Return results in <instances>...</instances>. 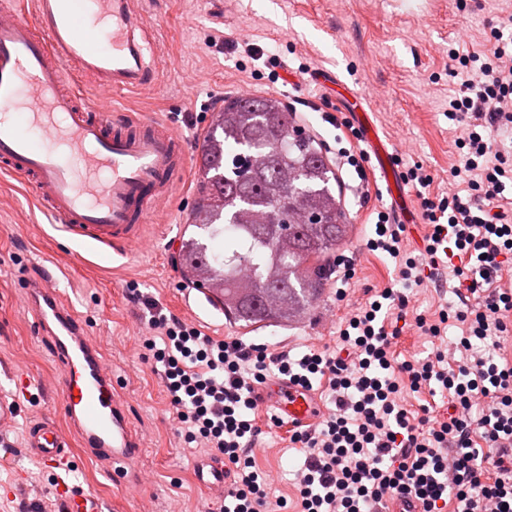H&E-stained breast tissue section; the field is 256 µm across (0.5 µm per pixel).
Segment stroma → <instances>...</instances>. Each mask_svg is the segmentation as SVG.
Instances as JSON below:
<instances>
[{"mask_svg": "<svg viewBox=\"0 0 512 512\" xmlns=\"http://www.w3.org/2000/svg\"><path fill=\"white\" fill-rule=\"evenodd\" d=\"M153 36L160 64L157 86L125 92L113 107L169 125L187 144L190 166L183 184L162 210L163 218L147 229L142 243L124 250L70 240L32 202L29 192L0 174V391L9 390L4 375L14 369L34 379L31 396L21 405L16 426L0 433V484L25 475L15 498L0 501V512H57L48 490L50 472L25 457L26 426L42 418L66 424L59 367L44 350L36 319L25 298L30 282L45 271L59 278V292L90 335L100 337L112 386L127 402L143 444L139 465L146 480L130 490L107 476L100 463L75 448L77 490L93 493L104 512H213L219 503L194 477L198 459L208 449L184 443L172 420L169 402L140 338L145 325L128 299L130 283L150 293L175 316L200 326L211 336H238L269 344L273 352L297 354L335 346L336 333L355 307L376 292L397 287L396 263L369 250L370 213L389 206L387 195L357 205L351 187L356 174L337 184L346 221L351 226L343 254L356 275L347 301H337L335 280L324 282L315 305L302 321L270 324L253 330L227 318L206 290L183 276L178 252L183 238L194 235L189 216L202 188L198 176L200 145L217 108L239 89L278 97L295 125L304 128L332 155L339 132L322 118V109L344 104L334 89L307 83L298 74L301 61L326 68L361 91L372 117L389 139L400 170L421 164L433 177L431 194H446L450 172L458 165L455 124L448 118V98L463 78L448 68V52H483L494 28L512 13V0H136ZM272 51V58L251 59L243 42ZM456 279L449 269L410 292L408 319H437L441 309L456 307ZM268 407L258 422L264 430L254 449L265 474L269 502L295 501L294 472L304 460L283 430L267 427Z\"/></svg>", "mask_w": 512, "mask_h": 512, "instance_id": "obj_1", "label": "stroma"}]
</instances>
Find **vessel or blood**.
Segmentation results:
<instances>
[{
    "instance_id": "b4317fda",
    "label": "vessel or blood",
    "mask_w": 512,
    "mask_h": 512,
    "mask_svg": "<svg viewBox=\"0 0 512 512\" xmlns=\"http://www.w3.org/2000/svg\"><path fill=\"white\" fill-rule=\"evenodd\" d=\"M108 26L89 32L88 6ZM145 37L134 0H6L0 4V171L33 192L36 206L71 237L113 249L141 241L148 218L175 195L186 171V149L173 131L135 115L110 127L113 100L126 90L157 85V62L146 60ZM311 82L332 84L348 104L387 187L400 173L358 91L317 72ZM95 91L83 100L80 83ZM27 299L38 331L56 359L66 415L82 446L108 464L110 476L138 489L142 454L125 400L112 389V369L101 345L65 306L49 277L32 282ZM11 391L0 397V430L14 427L32 381L10 373ZM285 427L314 423L320 404L313 392L276 379L261 390ZM24 453L52 472L57 512H101L98 501L75 492L68 435L52 419L29 424ZM198 483L224 491V466L211 458L195 465Z\"/></svg>"
}]
</instances>
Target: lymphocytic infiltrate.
Segmentation results:
<instances>
[{
	"label": "lymphocytic infiltrate",
	"instance_id": "1",
	"mask_svg": "<svg viewBox=\"0 0 512 512\" xmlns=\"http://www.w3.org/2000/svg\"><path fill=\"white\" fill-rule=\"evenodd\" d=\"M493 39L481 55L448 52L450 70L466 75L448 113L464 130L453 174L469 193L423 198L432 231L417 256L403 247L404 225L378 212L367 245L397 260L403 288L383 289L359 308L340 331V351L313 349L294 359L264 343L210 336L132 289L148 329L142 346L160 366L180 435L224 460L219 512H444L452 501L457 512H512V360L499 357L502 339L512 336V289L497 283L512 263V223L502 204L512 163L493 144L496 132L512 129V35L499 29ZM450 260L459 308L434 320L416 317L415 326L439 338L449 321L461 323L456 348L465 360L446 368L440 348L395 362L406 288ZM273 378L305 391L326 382L334 400L316 427L289 431L290 444L305 453L293 505H269L251 455L262 433L259 389ZM434 382L448 395L446 417L415 415L400 403L402 385L416 392Z\"/></svg>",
	"mask_w": 512,
	"mask_h": 512
}]
</instances>
